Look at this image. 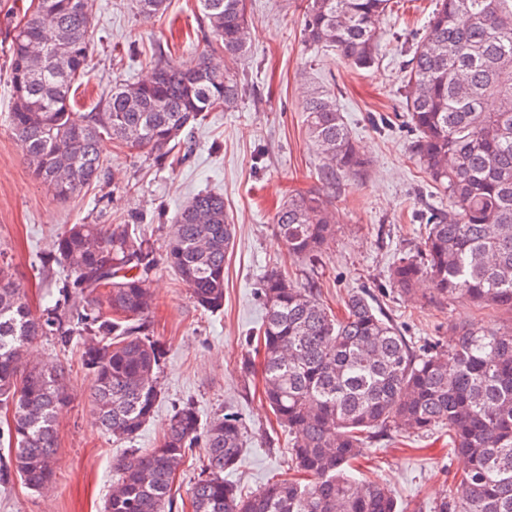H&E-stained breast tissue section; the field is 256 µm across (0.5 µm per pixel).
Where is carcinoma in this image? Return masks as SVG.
<instances>
[{
  "label": "carcinoma",
  "instance_id": "carcinoma-1",
  "mask_svg": "<svg viewBox=\"0 0 512 512\" xmlns=\"http://www.w3.org/2000/svg\"><path fill=\"white\" fill-rule=\"evenodd\" d=\"M44 2L11 38L7 122L54 197L100 182L102 135L156 160L181 144L187 155L205 113L235 106L241 82L232 64L249 42L246 0H200L219 51L186 69L160 61L84 115L71 111L70 93L88 73L89 0ZM389 3L305 0L304 40L369 69ZM403 82L415 160L448 208L430 209L421 242L392 266L391 286L413 298L424 283L440 304L467 300L512 312V0H435ZM304 111L324 159L319 180L333 189L337 174L361 173L366 161L335 99L316 91ZM331 207L329 197L310 192L277 209L273 224L289 254L314 260L329 247ZM234 236L224 197L208 190L180 208L160 252L136 224H71L44 261L59 278L39 314L0 266V410L12 415L0 429L9 448L1 481L15 474L35 491L49 486L57 412L70 400L65 368L30 363V344L51 335L64 347L81 345L95 425L118 441L136 439L161 397L163 352L149 337L151 275L166 265L199 307L218 311ZM260 290L264 398L291 437L288 477L241 496L224 472L243 451L242 419L229 412L203 424L190 402L169 417L155 447L129 448L116 460L104 512H172L174 476L200 444L205 464L191 488L193 512H399L390 488L352 476L355 463L394 432L443 427L451 453L463 458L453 478L464 494L443 496L434 512H512V326L451 328L448 345L419 344L364 291L348 296L339 318L318 289L297 286L286 270L266 272Z\"/></svg>",
  "mask_w": 512,
  "mask_h": 512
}]
</instances>
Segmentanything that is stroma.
<instances>
[{
  "label": "stroma",
  "mask_w": 512,
  "mask_h": 512,
  "mask_svg": "<svg viewBox=\"0 0 512 512\" xmlns=\"http://www.w3.org/2000/svg\"><path fill=\"white\" fill-rule=\"evenodd\" d=\"M31 0H0V264L10 266L34 312L50 300L51 275L41 260L70 224L137 220L162 244L179 207L211 189L224 196L236 235L224 262V305L210 313L193 302L166 266L150 284L149 324L164 358L161 399L135 447H154L172 412L184 403L202 420L234 412L248 429L246 450L229 481L245 491L288 472V434L262 396L253 338L265 309L259 283L267 270L288 268L340 310L350 291L366 290L405 336L447 340L449 325L482 329L512 324V316L460 300L438 308L427 300L395 296L389 270L423 233L422 212L440 196L413 155L416 135L406 120L403 76L411 51L425 35L432 0H392L377 27L378 60L369 69L341 63L335 52L308 46L302 36V0H247L250 41L237 65L243 86L236 106L208 112L195 131V149L183 161H154L103 139L105 174L99 186L66 200L36 180L5 116L12 104L7 74L10 39ZM212 38L199 0H167L147 18L135 0H93L89 74L71 92L77 112L97 111L118 80L144 79L160 59L195 64ZM328 91L345 116L367 164L358 177L337 179L336 238L312 262L290 256L273 226L277 204L297 191H318L322 159L311 143L303 103L307 91ZM33 361L62 363L71 400L57 416L58 448L51 494L19 478L0 482V512H103L112 464L126 446L103 434L91 416L93 379L78 347L43 336ZM373 462L363 480L392 489L416 512L430 506L461 458L448 453V434L384 439L367 450Z\"/></svg>",
  "instance_id": "stroma-1"
}]
</instances>
